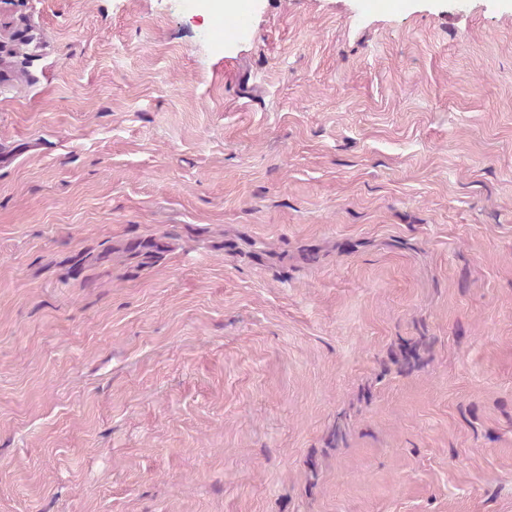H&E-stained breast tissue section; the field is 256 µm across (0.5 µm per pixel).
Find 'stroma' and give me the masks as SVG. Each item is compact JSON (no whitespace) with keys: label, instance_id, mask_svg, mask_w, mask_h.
<instances>
[{"label":"stroma","instance_id":"1","mask_svg":"<svg viewBox=\"0 0 512 512\" xmlns=\"http://www.w3.org/2000/svg\"><path fill=\"white\" fill-rule=\"evenodd\" d=\"M0 0V512H512V0Z\"/></svg>","mask_w":512,"mask_h":512}]
</instances>
